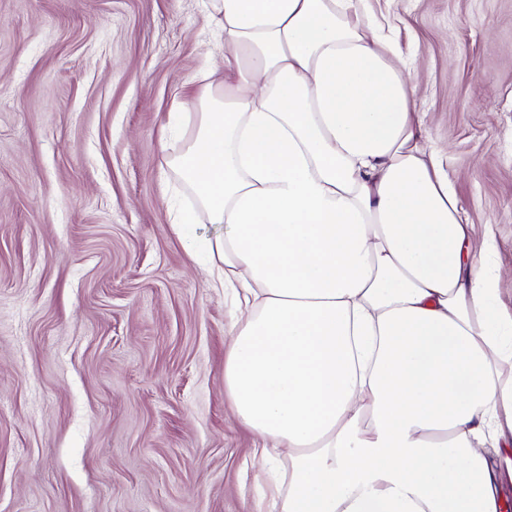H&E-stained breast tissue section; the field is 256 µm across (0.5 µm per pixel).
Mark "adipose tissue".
<instances>
[{
	"label": "adipose tissue",
	"mask_w": 512,
	"mask_h": 512,
	"mask_svg": "<svg viewBox=\"0 0 512 512\" xmlns=\"http://www.w3.org/2000/svg\"><path fill=\"white\" fill-rule=\"evenodd\" d=\"M223 70L171 168L232 308L224 389L271 512H503L512 312L364 0H203Z\"/></svg>",
	"instance_id": "obj_1"
}]
</instances>
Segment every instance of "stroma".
<instances>
[{
    "label": "stroma",
    "instance_id": "obj_1",
    "mask_svg": "<svg viewBox=\"0 0 512 512\" xmlns=\"http://www.w3.org/2000/svg\"><path fill=\"white\" fill-rule=\"evenodd\" d=\"M512 311V0H367ZM202 0H0V512H267L230 314L165 161Z\"/></svg>",
    "mask_w": 512,
    "mask_h": 512
}]
</instances>
